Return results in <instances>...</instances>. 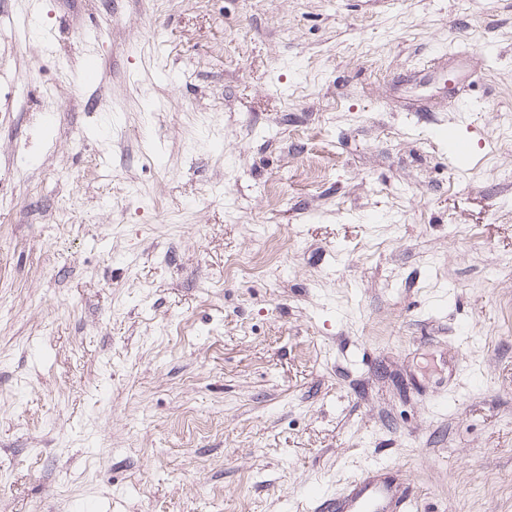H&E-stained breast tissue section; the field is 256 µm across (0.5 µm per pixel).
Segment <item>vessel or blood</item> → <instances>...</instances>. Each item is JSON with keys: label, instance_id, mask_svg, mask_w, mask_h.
Segmentation results:
<instances>
[{"label": "vessel or blood", "instance_id": "b4317fda", "mask_svg": "<svg viewBox=\"0 0 512 512\" xmlns=\"http://www.w3.org/2000/svg\"><path fill=\"white\" fill-rule=\"evenodd\" d=\"M309 502L312 512H416L418 507L411 495L395 494L374 468L355 477L339 496L313 493Z\"/></svg>", "mask_w": 512, "mask_h": 512}]
</instances>
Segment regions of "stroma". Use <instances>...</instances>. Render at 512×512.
Returning <instances> with one entry per match:
<instances>
[{
    "label": "stroma",
    "instance_id": "1",
    "mask_svg": "<svg viewBox=\"0 0 512 512\" xmlns=\"http://www.w3.org/2000/svg\"><path fill=\"white\" fill-rule=\"evenodd\" d=\"M370 467L512 512V0H0V512Z\"/></svg>",
    "mask_w": 512,
    "mask_h": 512
}]
</instances>
